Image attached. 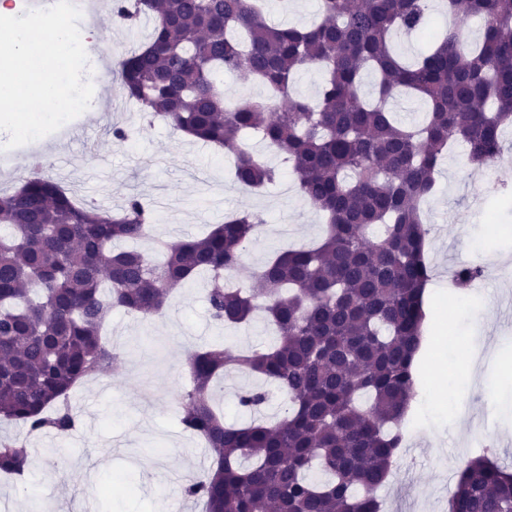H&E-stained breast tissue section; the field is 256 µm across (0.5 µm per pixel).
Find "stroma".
Listing matches in <instances>:
<instances>
[{"instance_id":"1","label":"stroma","mask_w":512,"mask_h":512,"mask_svg":"<svg viewBox=\"0 0 512 512\" xmlns=\"http://www.w3.org/2000/svg\"><path fill=\"white\" fill-rule=\"evenodd\" d=\"M149 33L145 20L119 27L101 15L89 42L108 57L115 46L130 49L146 42ZM92 100L95 109L10 149L12 163L0 169V193L18 187L35 159L77 203L116 213L127 196H141L158 213L154 233L173 241L197 236L230 213H260L258 239L235 272L246 288L254 286L272 250L320 238L321 214L300 196L290 174L261 188H241L223 151L184 139L158 119L129 120V100L110 69H103ZM116 124L125 127L126 141L113 138ZM464 153V147L454 148L438 167L435 192L424 209L430 228L426 258L443 281L462 262L481 264L485 277L458 297L456 312L444 301L430 304L426 339L438 343L448 317L456 336L477 348L491 343L498 353L475 381L466 379L458 350L445 351L438 364L425 359L409 414L416 427L408 466L394 471L378 491L385 512H444L457 457L470 459L489 449L501 467L512 469V208L498 203L492 189L475 185L473 173L461 164ZM205 288L202 279H194L159 316L113 311L105 334L122 349V362L75 389L71 404L80 424L72 435L30 437L21 425L0 426L1 436L27 440L37 464L30 478L0 476V512H29L26 488L32 482L56 512L78 506L84 512L104 506L111 512H159L163 495L180 499L186 512H202L200 502L182 498L177 480L200 474L211 463L202 441L179 423V396L190 384L187 356L217 344L258 348L273 338L260 315L240 328L214 323ZM257 383L243 372L225 374L216 402L226 422L249 421L237 395Z\"/></svg>"}]
</instances>
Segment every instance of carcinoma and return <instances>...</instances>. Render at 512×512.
Instances as JSON below:
<instances>
[{"label": "carcinoma", "instance_id": "carcinoma-1", "mask_svg": "<svg viewBox=\"0 0 512 512\" xmlns=\"http://www.w3.org/2000/svg\"><path fill=\"white\" fill-rule=\"evenodd\" d=\"M267 0H123L118 26L153 20L144 46L124 54L118 73L128 98L235 158L249 188L279 169L246 150L254 137L276 152L298 192L325 220L321 243L275 253L256 273L257 288H233L256 241L259 213L232 215L201 238L153 240L156 263L116 241L150 237L154 215L139 196L112 214L77 206L53 179L33 170L0 195V422L30 434L66 437L78 427L74 387L120 360L102 329L121 309L160 314L171 294L201 273L210 277L211 318L238 326L261 310L275 327L263 350L211 346L188 356L191 384L180 395L184 430L211 458L182 495L205 512H381L379 488L402 444L400 426L416 397L415 362L426 319L422 207L448 151L466 146L463 167L494 163L501 131L512 126V0H442L455 23L408 62L395 38L425 27L430 0H319L311 27L269 25ZM484 20L478 41L462 26ZM315 68V96L293 91L297 73ZM374 95L361 91L364 72ZM260 83L261 99H233L224 75ZM403 96L426 108L402 125L391 105ZM512 205V175L496 184ZM483 267L463 262L466 286ZM227 371L275 385L287 407L273 420L224 423L212 383ZM268 393L238 396L254 410ZM29 458L18 440H0V473L20 476ZM449 512H512V473L486 456L458 475Z\"/></svg>", "mask_w": 512, "mask_h": 512}]
</instances>
